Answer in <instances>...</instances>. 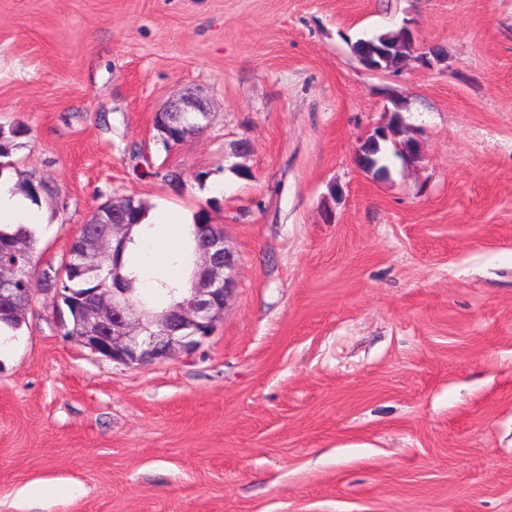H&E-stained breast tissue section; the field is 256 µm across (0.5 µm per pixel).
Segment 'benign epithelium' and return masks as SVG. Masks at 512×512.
Wrapping results in <instances>:
<instances>
[{
	"mask_svg": "<svg viewBox=\"0 0 512 512\" xmlns=\"http://www.w3.org/2000/svg\"><path fill=\"white\" fill-rule=\"evenodd\" d=\"M195 112L204 121L209 112L202 99L192 93L182 95L161 110L172 119L175 115ZM388 136V130L378 127L363 139L357 149L358 166H367V151L371 139ZM133 225L112 224L101 236H82L76 248L68 252L66 261L87 269H104L112 265V287L102 288L91 304L83 298H68L58 288L52 289L56 313L63 307L73 312L74 332L70 339L98 355L118 364L138 365L161 360L172 354L191 353L209 338L224 313L234 282L227 271L233 267V253L224 234L210 232L200 225L205 244L196 251V276L190 288L162 312L150 314L134 310L124 288L121 273L123 258L131 238ZM18 280V268L0 259V297L13 293L10 285Z\"/></svg>",
	"mask_w": 512,
	"mask_h": 512,
	"instance_id": "benign-epithelium-1",
	"label": "benign epithelium"
}]
</instances>
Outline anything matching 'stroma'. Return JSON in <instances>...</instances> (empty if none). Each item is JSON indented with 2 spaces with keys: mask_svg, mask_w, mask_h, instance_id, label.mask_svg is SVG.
I'll use <instances>...</instances> for the list:
<instances>
[{
  "mask_svg": "<svg viewBox=\"0 0 512 512\" xmlns=\"http://www.w3.org/2000/svg\"><path fill=\"white\" fill-rule=\"evenodd\" d=\"M402 26L441 62L357 61ZM186 92L208 127L164 148ZM397 119L416 159L363 172ZM18 124L39 267L131 196L207 211L234 290L196 352L131 366L35 290L0 346V512H512V0H0ZM380 46H390L394 48L396 50V58L398 55H405L406 52L410 51L411 49V46L406 42L402 29L381 34L367 41H357L354 49L355 51L371 54L372 52H377ZM359 52H355V54L358 57L360 63L368 70L374 72L386 71L390 69L396 70L401 67L403 61L410 55L408 54L407 57H401L395 66L391 65L389 69H384L383 66L377 64L374 61L373 57ZM187 112H195L200 115L203 121H208L209 112L206 104L202 99L193 93L183 94L180 98L172 100L169 104L159 112V115H165L172 121L175 115H183ZM174 122V121H173Z\"/></svg>",
  "mask_w": 512,
  "mask_h": 512,
  "instance_id": "obj_1",
  "label": "stroma"
}]
</instances>
